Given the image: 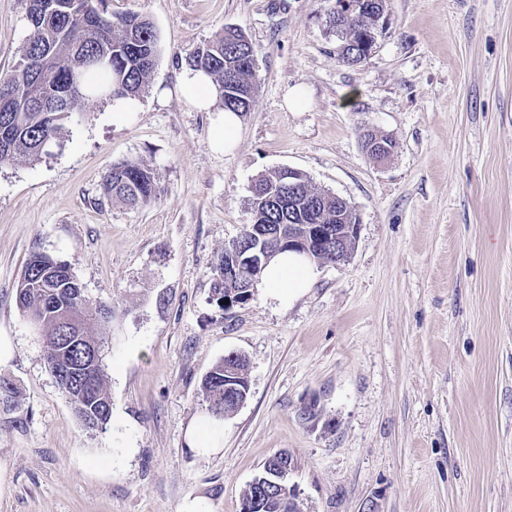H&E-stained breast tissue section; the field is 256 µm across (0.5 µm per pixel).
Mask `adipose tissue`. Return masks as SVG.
<instances>
[{"instance_id":"1","label":"adipose tissue","mask_w":512,"mask_h":512,"mask_svg":"<svg viewBox=\"0 0 512 512\" xmlns=\"http://www.w3.org/2000/svg\"><path fill=\"white\" fill-rule=\"evenodd\" d=\"M177 92L192 108L215 113L216 119L210 129L212 149L229 152L237 147L240 117L222 107L220 91L210 76L193 68L185 69L179 76ZM262 281L272 297L289 302L310 288L311 265L304 256L281 253L271 260Z\"/></svg>"}]
</instances>
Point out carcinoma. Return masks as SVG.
<instances>
[{
  "label": "carcinoma",
  "instance_id": "cac0c4a2",
  "mask_svg": "<svg viewBox=\"0 0 512 512\" xmlns=\"http://www.w3.org/2000/svg\"><path fill=\"white\" fill-rule=\"evenodd\" d=\"M32 32L11 73L0 79V162L17 164L36 159L61 137L65 123L91 98H127L146 85L157 57V35L152 22L141 16H117L101 9L96 0H23ZM388 0H369L363 19L344 22L335 32L343 61L357 63L367 52L371 38L367 27L387 8ZM189 65L210 75L222 91L224 107L243 115L251 111L256 86V62L252 44L238 28H226L214 40L197 49ZM300 185L318 197L319 210L309 211L294 198L281 196L279 173L259 176L252 184L249 206L252 221L243 226L240 242L251 239L252 227L260 224H336L343 213L358 222L351 206H336V197L312 186L303 173ZM104 190L126 204L137 207L158 198L160 187L151 169L129 163L112 166L104 177ZM234 246L217 258L211 299L226 298L244 304L264 268L245 273V279L224 280ZM81 285L66 261L43 253L29 258L17 288V305L26 316L40 320L44 361L50 371L62 365L71 368L75 385L59 388L75 414L92 430L105 427L112 404L105 387L104 370L88 368L86 342L98 337L91 326H102L112 317L105 305L94 306L80 294ZM235 366L233 383L237 393H249L247 361L224 358L206 374L202 389L209 410L216 418L231 411L233 401L224 393V373ZM294 491L278 497L259 494L249 484L243 496V512H294L288 499Z\"/></svg>",
  "mask_w": 512,
  "mask_h": 512
}]
</instances>
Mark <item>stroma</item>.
Wrapping results in <instances>:
<instances>
[{"instance_id":"35a3bbf8","label":"stroma","mask_w":512,"mask_h":512,"mask_svg":"<svg viewBox=\"0 0 512 512\" xmlns=\"http://www.w3.org/2000/svg\"><path fill=\"white\" fill-rule=\"evenodd\" d=\"M333 0H108L154 25L140 107L116 122L85 103L59 143L0 163V512H240L266 460L292 459L300 512H512V0H389L366 60L336 55ZM256 58L251 112L229 154L210 115L176 93L196 48L226 26ZM31 33L0 0V77ZM297 89L300 103L285 95ZM166 98H158L159 90ZM390 137L389 157L363 149ZM152 169L161 194L130 207L103 177ZM281 168L350 202L347 262L314 265L289 303L264 286L224 311L213 265L250 223L254 180ZM68 261L112 309L99 335L112 415L85 429L43 361L16 291L33 253ZM231 352L245 403L224 446L187 432L201 382Z\"/></svg>"}]
</instances>
